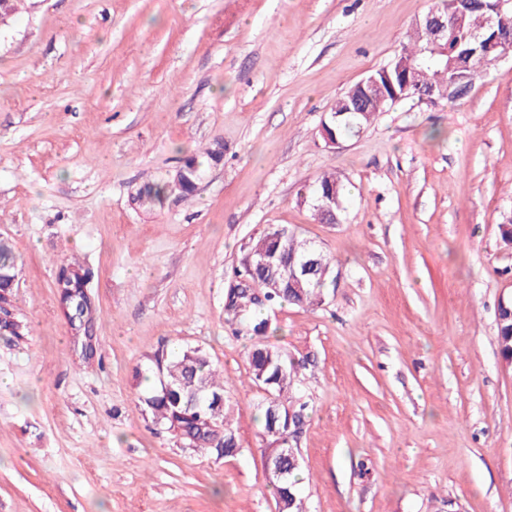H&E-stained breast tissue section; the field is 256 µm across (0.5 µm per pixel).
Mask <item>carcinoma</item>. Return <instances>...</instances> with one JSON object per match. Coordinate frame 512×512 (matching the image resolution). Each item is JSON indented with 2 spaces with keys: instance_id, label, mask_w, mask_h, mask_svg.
<instances>
[{
  "instance_id": "1",
  "label": "carcinoma",
  "mask_w": 512,
  "mask_h": 512,
  "mask_svg": "<svg viewBox=\"0 0 512 512\" xmlns=\"http://www.w3.org/2000/svg\"><path fill=\"white\" fill-rule=\"evenodd\" d=\"M495 0H469L466 5L467 17L464 24H459L456 16L458 6L453 0H438L435 12L448 20V40L440 44L454 45L462 40H469L471 25L487 14L495 17L494 28L485 31L486 38L493 39L495 33L505 32L497 40L494 50L481 63L485 71L501 57L512 53V13L502 16L493 11ZM411 42L403 47L390 61L387 77L374 72L383 85L385 94L362 92L360 107H355L351 100L353 89H348L336 100L325 122V130L332 139L347 135H357L366 129L375 119L377 112L387 105L396 104L393 93L401 95V99H417L419 93L428 92L432 95L439 92L440 87L448 86L457 72L449 66V56L434 49L429 43L428 34L424 28L416 27L410 36ZM223 145L209 147L199 154L188 156L182 160V167L195 170L188 174L190 181H175L168 178L157 183H148L140 188L135 200L144 203H158L171 195H189L193 191L191 182L198 181L203 169L211 164L220 162L223 158ZM336 189L338 202H343L346 186L340 176L327 172L312 185L309 200L316 198L327 190ZM278 227L270 226L253 237L246 247V254L270 251L277 245ZM309 258L320 259L324 267L332 268V258L324 251L314 247L297 234L288 235L286 248L278 251L273 259L276 265L300 264ZM69 268L77 271L71 282L64 285L60 292L61 302L68 306L83 303L89 320H94V311L90 295L85 289L89 288V273L76 264ZM18 271V261L14 249L5 241L0 240V300L7 307L0 309V335L19 337L22 335L23 322L8 309L12 305L13 288ZM271 276V270L257 264L247 265L242 262L233 268L224 291V313L227 321L236 326L240 335L259 336L267 330V320L264 310L268 307L291 303L319 307L324 304L326 290L333 282L332 273L322 274L315 270L304 278L303 287L296 289L288 286V281L281 282L280 287L266 290L263 301L254 299L246 288L241 286L240 279L245 277L254 285H261ZM498 333L502 353L505 358H512V302L503 303L498 313ZM286 360L281 351L260 341L254 343L247 357L248 371L253 381L270 390L274 397H266L259 406L261 436L275 440L272 435L274 415L288 405L294 408L299 422L305 421L306 404L297 402L293 395L294 370L286 367L276 368V362ZM163 365L164 374L172 385V391L165 393L158 372L150 371L143 377L146 383L145 394L141 402L152 417V422L172 433L180 440L201 451L214 448L224 449V456L235 455L239 442L235 431L226 421L224 413V382L220 381L217 368L208 355L199 348H186L173 355H163L156 360ZM299 469L288 468V512H301L302 498L299 495Z\"/></svg>"
}]
</instances>
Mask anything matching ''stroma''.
<instances>
[{"label":"stroma","instance_id":"1","mask_svg":"<svg viewBox=\"0 0 512 512\" xmlns=\"http://www.w3.org/2000/svg\"><path fill=\"white\" fill-rule=\"evenodd\" d=\"M437 0H21L0 27V237L19 258L0 336V512H275L252 342L224 314L251 238L285 226L334 259L316 309L268 310L306 401L307 512H512V56L460 99L405 100L326 144L336 100L388 64ZM191 195L146 183L213 143ZM342 175L341 221L301 190ZM93 274L94 354L58 278ZM204 350L241 444L158 429L139 373ZM181 168H177L174 176L170 179L167 178L161 182L148 183L140 188L135 196V200L144 203H158L162 204L163 201L170 195H189L193 191L191 184L187 181L176 182L179 178ZM498 333L502 353L506 359L512 358V302L503 303L498 313Z\"/></svg>","mask_w":512,"mask_h":512}]
</instances>
